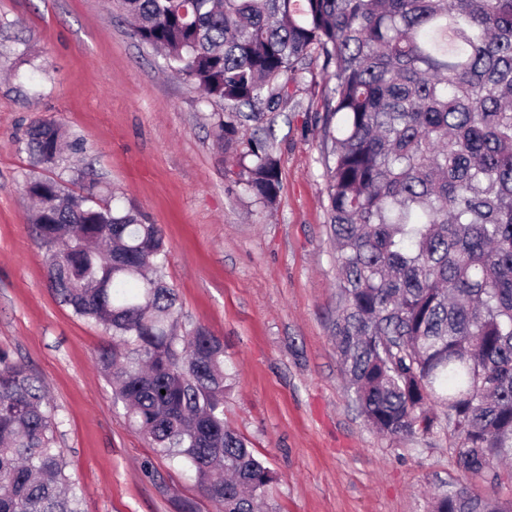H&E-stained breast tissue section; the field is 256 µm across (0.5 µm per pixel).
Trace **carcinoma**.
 <instances>
[{"label": "carcinoma", "mask_w": 512, "mask_h": 512, "mask_svg": "<svg viewBox=\"0 0 512 512\" xmlns=\"http://www.w3.org/2000/svg\"><path fill=\"white\" fill-rule=\"evenodd\" d=\"M170 71L224 105L217 138L268 209L279 167L266 113L321 76V161L336 262V351L379 433L446 422L466 478L512 471V0H119ZM63 128L35 121L27 146L54 165ZM51 178L24 186L60 302L112 339L98 364L130 425L186 470L219 512H258L275 472L224 424L231 373L206 328L178 333L161 227ZM445 408L443 416L434 406ZM56 407L0 352V512H81L55 447ZM431 512H512L463 487Z\"/></svg>", "instance_id": "1"}]
</instances>
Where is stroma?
<instances>
[{
  "label": "stroma",
  "instance_id": "35a3bbf8",
  "mask_svg": "<svg viewBox=\"0 0 512 512\" xmlns=\"http://www.w3.org/2000/svg\"><path fill=\"white\" fill-rule=\"evenodd\" d=\"M297 97L301 109L274 123L280 190L269 211L224 161L223 110L170 73L109 0H0V352L57 407V446L84 512L218 509L113 405L96 362L108 335L49 285L22 188L52 177L77 193L83 170L103 199L160 225L184 326L206 327L236 365L224 420L276 473L273 512H429L432 495L463 483L512 500L510 480H464L448 426L390 439L360 415L332 339L322 86L299 85ZM38 119L60 124L82 152L35 164L26 132Z\"/></svg>",
  "mask_w": 512,
  "mask_h": 512
}]
</instances>
